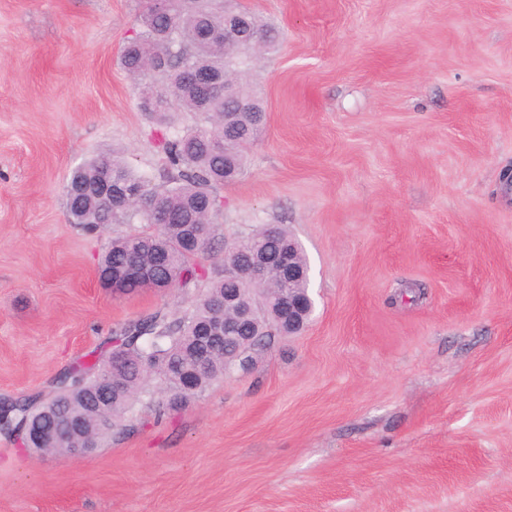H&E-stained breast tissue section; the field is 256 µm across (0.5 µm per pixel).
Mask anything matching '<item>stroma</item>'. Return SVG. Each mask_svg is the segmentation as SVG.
<instances>
[{
  "instance_id": "1",
  "label": "stroma",
  "mask_w": 512,
  "mask_h": 512,
  "mask_svg": "<svg viewBox=\"0 0 512 512\" xmlns=\"http://www.w3.org/2000/svg\"><path fill=\"white\" fill-rule=\"evenodd\" d=\"M240 3L280 41L217 235L287 225L314 315L89 455L0 434V512H512V0ZM140 11L0 0V400L49 396L113 328L199 294L102 287L136 227L87 232L62 197L114 150L157 175L156 134L197 122L143 112L119 63Z\"/></svg>"
}]
</instances>
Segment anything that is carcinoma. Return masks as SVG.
Here are the masks:
<instances>
[{
    "mask_svg": "<svg viewBox=\"0 0 512 512\" xmlns=\"http://www.w3.org/2000/svg\"><path fill=\"white\" fill-rule=\"evenodd\" d=\"M249 21L259 38L257 46L241 48L222 41L204 45L197 41L199 30L208 24L224 25V0H171L168 16L158 11L154 0H143L142 30L128 39L120 64L140 87L151 78V66L163 64L167 72L164 96L160 105L146 110L167 112L175 104L199 115L201 125L158 140L161 190L151 177L134 173L115 153L79 164L64 188H85L83 209L72 207L67 215L71 223L89 232L110 224L145 226L140 232L112 240L98 266L102 286L108 285L119 294L147 289L187 291L201 286L205 291L182 317L173 318L157 310L120 324L93 352V361H78L57 379L56 391L48 402L54 410L51 423L60 428L62 436L52 443V452L61 454L76 444L102 446L116 423L139 401L160 411L188 404L213 382L228 376L225 356L237 355L239 370L246 371L256 352L279 334L271 308L288 295V280L279 265L291 238L287 227L277 224L270 233L263 225L242 237L236 251L222 258L229 265L227 273L220 271L212 277L205 267V261L218 257L214 247L221 215L217 190L243 175L244 150L259 139L265 125L262 106L246 81V73L258 50L275 49L277 35L270 23L255 15H250ZM186 67H205L221 74L234 86L237 97L256 111H241L236 101L222 95L204 103L181 79L180 71ZM105 179L139 195L111 202L96 189ZM143 198L154 208L145 209L139 203ZM255 251L271 259L260 284L266 312L259 316L258 338L245 339L249 330L243 327L238 335L244 340L237 346L211 343L206 368L187 376L186 360L199 346L204 326L217 318L228 321L233 317L215 307L224 301V289L238 288L244 303H254L256 292L237 269L247 265L248 256ZM113 354L122 362V369L111 376L119 389L107 393L105 414L101 415L95 409L106 386L100 368ZM188 377L194 380L190 390L185 389ZM43 407L44 402L33 397L1 401L0 433L20 439L27 447H39L33 433L36 426H46L41 420Z\"/></svg>",
    "mask_w": 512,
    "mask_h": 512,
    "instance_id": "carcinoma-1",
    "label": "carcinoma"
}]
</instances>
